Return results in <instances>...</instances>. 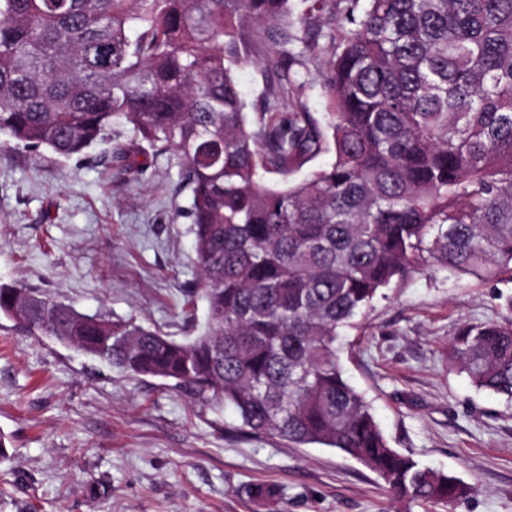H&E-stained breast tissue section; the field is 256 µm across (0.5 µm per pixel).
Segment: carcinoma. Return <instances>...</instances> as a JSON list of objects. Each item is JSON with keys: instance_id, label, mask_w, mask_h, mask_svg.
Returning <instances> with one entry per match:
<instances>
[{"instance_id": "cac0c4a2", "label": "carcinoma", "mask_w": 512, "mask_h": 512, "mask_svg": "<svg viewBox=\"0 0 512 512\" xmlns=\"http://www.w3.org/2000/svg\"><path fill=\"white\" fill-rule=\"evenodd\" d=\"M306 2L298 27L289 0H0V136L67 157L120 122L175 150L206 320L178 342L8 285L0 314L230 407L242 433L334 448L393 501L452 504L469 487L390 447L338 342L395 279L512 281V0ZM297 42L325 55L322 121L269 108L295 85ZM258 63L250 114L237 73ZM138 155L114 159L132 172ZM450 359L512 399V317L458 328Z\"/></svg>"}]
</instances>
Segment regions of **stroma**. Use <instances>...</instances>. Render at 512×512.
I'll list each match as a JSON object with an SVG mask.
<instances>
[{"label": "stroma", "instance_id": "stroma-1", "mask_svg": "<svg viewBox=\"0 0 512 512\" xmlns=\"http://www.w3.org/2000/svg\"><path fill=\"white\" fill-rule=\"evenodd\" d=\"M322 59L305 55L289 105L322 116ZM128 127L68 158L0 137V284L182 341L204 302L174 150L140 142L142 173L112 158ZM512 316V282L433 267L384 288L342 332L340 363L391 447L472 491L443 507L392 502L333 448L235 430L231 410L133 377L0 316V512H512V402L451 368L466 323ZM255 484L275 501L249 498Z\"/></svg>", "mask_w": 512, "mask_h": 512}]
</instances>
